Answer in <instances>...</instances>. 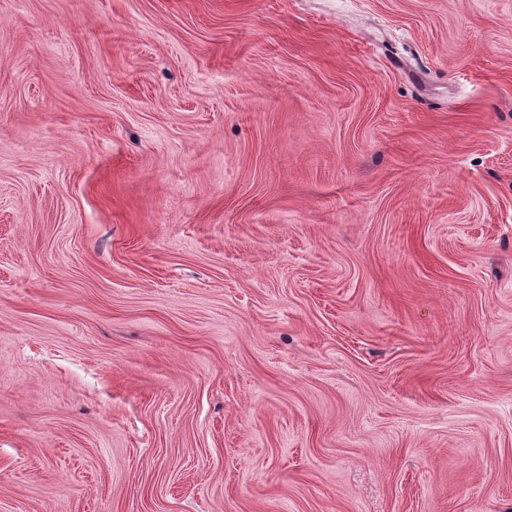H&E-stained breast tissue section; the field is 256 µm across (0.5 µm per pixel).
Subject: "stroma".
Listing matches in <instances>:
<instances>
[{
    "instance_id": "1",
    "label": "stroma",
    "mask_w": 512,
    "mask_h": 512,
    "mask_svg": "<svg viewBox=\"0 0 512 512\" xmlns=\"http://www.w3.org/2000/svg\"><path fill=\"white\" fill-rule=\"evenodd\" d=\"M0 512H512V0H0Z\"/></svg>"
}]
</instances>
